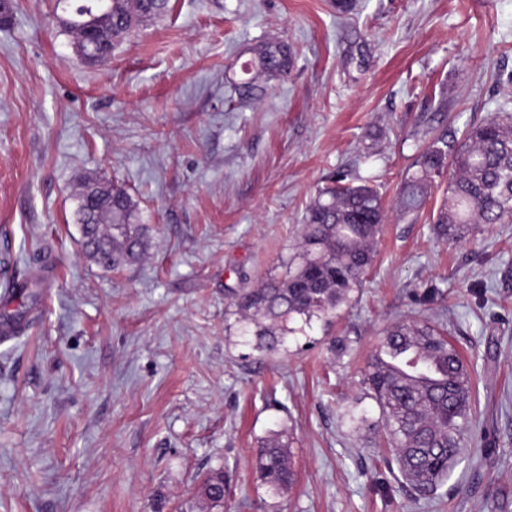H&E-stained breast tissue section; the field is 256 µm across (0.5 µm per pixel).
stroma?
I'll return each instance as SVG.
<instances>
[{"mask_svg": "<svg viewBox=\"0 0 512 512\" xmlns=\"http://www.w3.org/2000/svg\"><path fill=\"white\" fill-rule=\"evenodd\" d=\"M170 0L87 65L67 0H12L0 22V313L35 281L30 327L0 341V512H512V222L459 243L430 229L447 180L404 215L400 184L435 137L512 114V0ZM288 43V76L240 100L254 47ZM380 191L374 262L332 323L255 348L226 289L279 273L318 190ZM127 190L147 224L135 265L85 255L86 178ZM443 320L474 381L472 428L439 501L397 482L360 385L383 330ZM357 340L333 357L329 337ZM281 433L279 498L252 458ZM225 485L223 470L210 471L201 478L196 496L209 512H224Z\"/></svg>", "mask_w": 512, "mask_h": 512, "instance_id": "obj_1", "label": "stroma"}]
</instances>
